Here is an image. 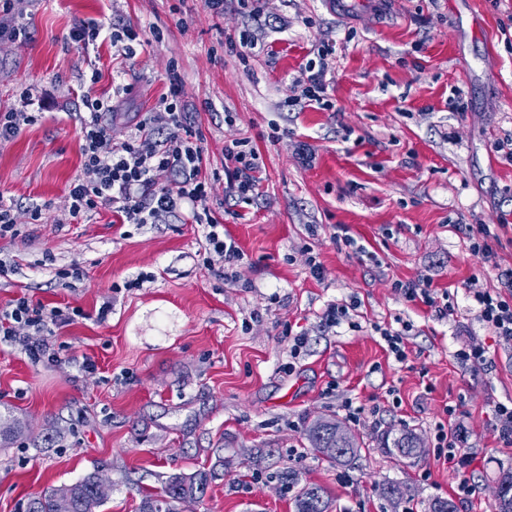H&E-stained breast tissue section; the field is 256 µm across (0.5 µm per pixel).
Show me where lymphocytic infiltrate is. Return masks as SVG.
I'll return each mask as SVG.
<instances>
[{"mask_svg":"<svg viewBox=\"0 0 512 512\" xmlns=\"http://www.w3.org/2000/svg\"><path fill=\"white\" fill-rule=\"evenodd\" d=\"M334 50L324 47L295 78L296 100L306 106L329 108L328 74ZM86 115L79 129L83 176L69 185V214L78 217L110 208L123 224H162L189 208L193 223L204 233L207 253L218 256L228 269L242 267L244 254L224 232L213 207L215 186L224 183L227 195L241 202L260 194L259 155L250 140L235 139L224 146L223 170L208 169L205 136L191 113L185 112L178 76H171L167 93L159 99L174 136H161L152 119L136 124L126 139L113 141L106 117L111 98L85 95ZM501 285L471 296L479 321L499 339L512 341V270L500 275ZM75 312L46 307L28 297L0 310V343L23 350L33 359L50 351L58 329L69 325Z\"/></svg>","mask_w":512,"mask_h":512,"instance_id":"1","label":"lymphocytic infiltrate"}]
</instances>
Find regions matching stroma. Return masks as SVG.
Listing matches in <instances>:
<instances>
[{
	"label": "stroma",
	"mask_w": 512,
	"mask_h": 512,
	"mask_svg": "<svg viewBox=\"0 0 512 512\" xmlns=\"http://www.w3.org/2000/svg\"><path fill=\"white\" fill-rule=\"evenodd\" d=\"M259 6L253 16L224 0L217 16L204 0H23L31 40L0 38V109H26L29 86L41 112L0 143V196L46 208L43 223L0 238V258L15 263L0 275V308L26 296L82 312L57 330L52 360L0 344V414L28 427L0 450V512H24L97 466L112 478L104 512H137L162 478L211 469L186 512H294L287 473L327 490L331 512H430L457 497V474L434 459L439 422L473 458L466 475L477 490L458 512H492L495 482L512 467L494 422L495 404L512 402V342L491 335L468 295L498 288V272L512 269V162L495 150L512 138V0H373L344 14L327 0ZM117 21L164 39L115 57L107 33ZM83 22L104 31L88 48L70 38ZM244 30L257 41L245 63L227 44ZM325 45L335 49L333 107L300 108L293 81ZM172 68L211 167L223 168L228 139L260 153L262 197L215 190L244 253L234 281L182 218L122 224L107 208L68 212L84 92L116 95L118 141L155 111ZM480 224L497 235L491 264L469 249L466 230ZM74 267L80 280L58 286L56 269ZM141 273L150 282L127 287ZM417 278L449 298L452 315L394 288ZM337 303L348 317L327 325ZM386 329L404 330V360ZM474 345L486 364L459 363L456 351ZM86 359L96 373L81 371ZM349 402L364 410L351 425L361 448L337 465L305 429L344 418ZM406 430L423 442L414 461L393 447ZM386 482L398 499L379 495Z\"/></svg>",
	"instance_id": "stroma-1"
}]
</instances>
